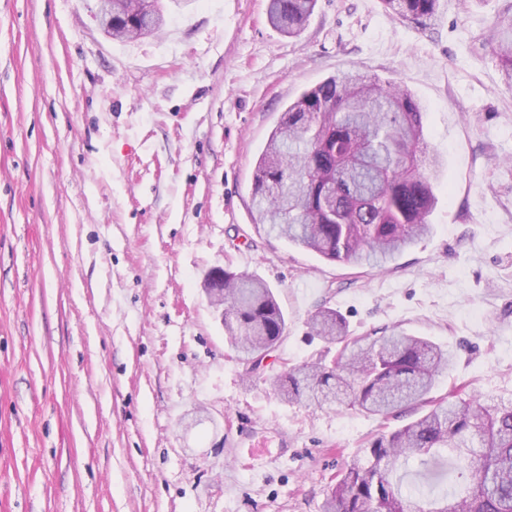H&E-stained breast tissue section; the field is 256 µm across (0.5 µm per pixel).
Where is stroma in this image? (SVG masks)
<instances>
[{
	"label": "stroma",
	"instance_id": "stroma-1",
	"mask_svg": "<svg viewBox=\"0 0 512 512\" xmlns=\"http://www.w3.org/2000/svg\"><path fill=\"white\" fill-rule=\"evenodd\" d=\"M97 0H0V512H323L387 420L287 401L326 357L309 317L400 326L454 357L433 394L512 399V89L487 42L512 0H316L295 38L268 0H161L106 38ZM356 70L409 88L445 160L433 231L385 269L254 224L255 162L288 103ZM266 282L288 317L248 372L205 291ZM129 3L117 2L112 12V37L132 41L139 33L160 27L163 19L159 17L149 0H129ZM382 3L399 20L415 23L431 20L439 7V0H382Z\"/></svg>",
	"mask_w": 512,
	"mask_h": 512
}]
</instances>
